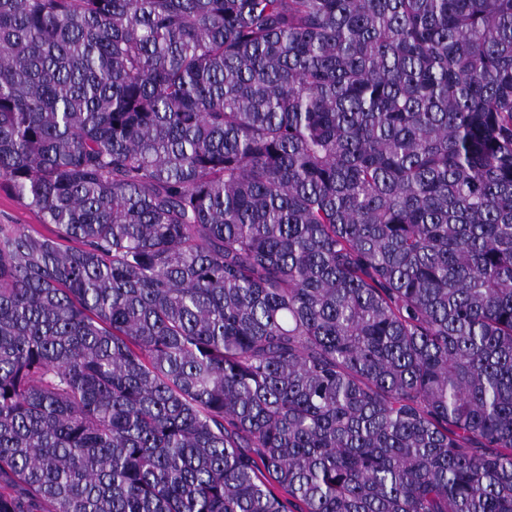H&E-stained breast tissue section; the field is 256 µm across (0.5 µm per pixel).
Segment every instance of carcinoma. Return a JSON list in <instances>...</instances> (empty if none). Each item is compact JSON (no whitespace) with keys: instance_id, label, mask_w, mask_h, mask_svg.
<instances>
[{"instance_id":"1","label":"carcinoma","mask_w":512,"mask_h":512,"mask_svg":"<svg viewBox=\"0 0 512 512\" xmlns=\"http://www.w3.org/2000/svg\"><path fill=\"white\" fill-rule=\"evenodd\" d=\"M0 512H512V0H0ZM24 224L38 232L49 235L51 224H44L42 215L27 207L5 186H0V223Z\"/></svg>"}]
</instances>
